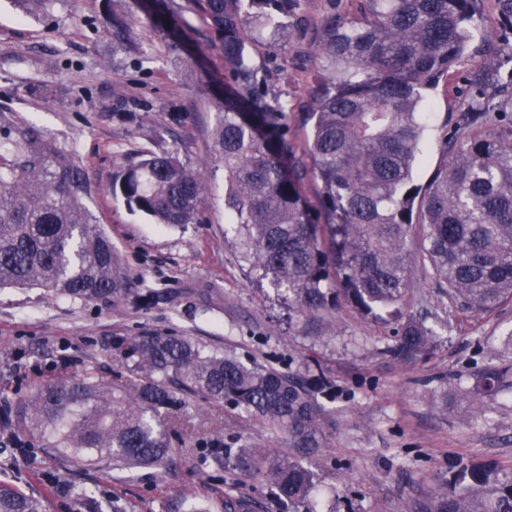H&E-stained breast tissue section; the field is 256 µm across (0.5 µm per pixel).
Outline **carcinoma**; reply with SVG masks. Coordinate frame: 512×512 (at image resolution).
Instances as JSON below:
<instances>
[{"instance_id": "cac0c4a2", "label": "carcinoma", "mask_w": 512, "mask_h": 512, "mask_svg": "<svg viewBox=\"0 0 512 512\" xmlns=\"http://www.w3.org/2000/svg\"><path fill=\"white\" fill-rule=\"evenodd\" d=\"M347 19H319L321 52L332 75L318 89L311 133L288 136L287 104L256 90L246 59L253 23L279 32L305 24L301 0H203L212 44L232 81L214 101L215 160L224 165V210L239 251L288 294L293 336L323 334L346 305L365 318L398 321L393 352L414 362L436 343L425 322L405 312L419 267L448 301L490 313L512 300V72L497 58L469 72L470 97L451 116L447 164L424 187L413 184L427 105L423 91L467 61L472 21L484 0H358ZM288 22H283V19ZM0 127V288H42L73 300H124L128 275L112 240L83 206L88 185L72 157L28 124ZM319 184L320 209L305 192ZM112 194L161 226L196 222L206 194L201 172L149 151L123 166ZM126 382L98 373L38 386L15 409L14 426L46 456L117 473L173 461L174 413L192 398L224 402L278 429L289 452L251 442L210 441L202 457L235 476L224 512H264L239 480L270 491L279 512H336L312 461L325 446L328 413L321 377L284 373L221 354L189 336L151 331L116 345ZM512 389V360L491 358L461 392L476 408ZM0 512H45L41 496L0 483ZM409 512H512V481L482 461L455 463Z\"/></svg>"}]
</instances>
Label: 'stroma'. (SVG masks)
Returning a JSON list of instances; mask_svg holds the SVG:
<instances>
[{"label": "stroma", "instance_id": "35a3bbf8", "mask_svg": "<svg viewBox=\"0 0 512 512\" xmlns=\"http://www.w3.org/2000/svg\"><path fill=\"white\" fill-rule=\"evenodd\" d=\"M330 0H301L309 22L292 36L256 28L247 45L267 98L287 102L290 134L305 142L301 115L310 91L329 74L316 23ZM135 25L112 26L107 0H44L23 11L0 0V112L34 126L68 151L85 178L83 205L122 256L133 291L154 290L149 308L132 300L80 302L38 288H0V402L25 400L37 386L96 370L112 384L126 369L118 339L146 330L192 337L229 350L244 363L281 371L306 362L322 367L331 412L316 467L338 512H407L420 487L457 459L495 461L512 478V394L473 414L459 391L492 354L512 358V302L476 314L449 305L424 272L413 276L409 310L438 334L426 359L405 363L388 354L393 325L337 311L330 337L289 336L288 302L241 258L224 234V168L212 154L224 93V59L213 49L198 0H120ZM466 69L427 90L431 109L414 174L426 185L445 162L450 114L466 103ZM174 152L200 168L208 195L198 221L161 228L131 213L111 194L112 175L147 151ZM171 432L173 462L164 481L150 470L118 478L111 469L43 459L29 465L0 439V482L41 495L47 512H88L89 500L119 501L125 512H183L184 495L205 512H224L222 471L201 467L211 434L278 452L284 434L247 420L223 403L191 400Z\"/></svg>", "mask_w": 512, "mask_h": 512}]
</instances>
